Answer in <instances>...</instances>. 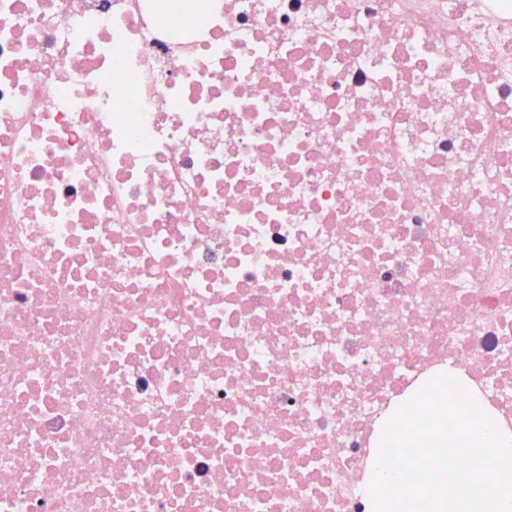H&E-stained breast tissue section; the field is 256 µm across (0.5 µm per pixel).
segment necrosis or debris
I'll return each mask as SVG.
<instances>
[{
  "instance_id": "obj_1",
  "label": "necrosis or debris",
  "mask_w": 512,
  "mask_h": 512,
  "mask_svg": "<svg viewBox=\"0 0 512 512\" xmlns=\"http://www.w3.org/2000/svg\"><path fill=\"white\" fill-rule=\"evenodd\" d=\"M450 372L512 430V0H0V512H371Z\"/></svg>"
}]
</instances>
